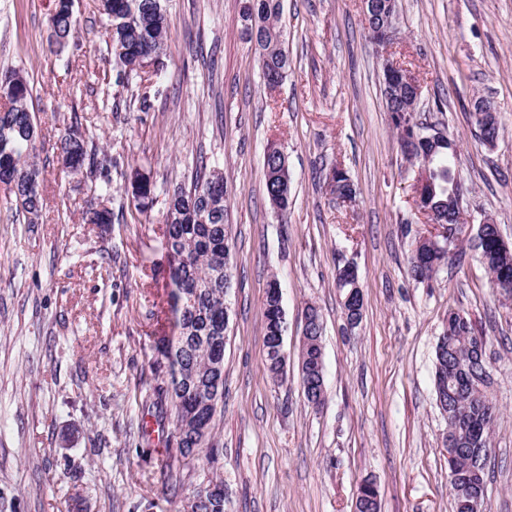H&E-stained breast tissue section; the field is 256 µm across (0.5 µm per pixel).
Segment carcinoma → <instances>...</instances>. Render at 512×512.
Returning <instances> with one entry per match:
<instances>
[{
	"mask_svg": "<svg viewBox=\"0 0 512 512\" xmlns=\"http://www.w3.org/2000/svg\"><path fill=\"white\" fill-rule=\"evenodd\" d=\"M98 12L108 21L112 54L116 63L115 83L123 84L131 77L145 81L147 71L142 63L157 68L167 55V14L164 0H96ZM283 0H245L243 18L246 32L254 41L263 77L277 86L286 76L289 60L279 26ZM76 26L74 10L68 0H56L50 18L55 43L69 44ZM15 88L8 103L0 109V183L10 185L16 210L34 224L41 210L40 182L42 168L36 161L35 143L29 140L33 90L25 75L16 70L0 73V85ZM392 101L387 105L390 121L408 159L425 168L432 186L427 204L439 221H448L450 192L456 176L457 144L446 136L428 139L432 127L417 122L406 111L410 104L405 86H391ZM57 149L64 168L80 172H99L101 182L90 188L98 202L90 203L84 213L87 224L112 223V209L103 199L110 194L111 179L107 174V156H98L78 131L68 128L59 138ZM283 152L275 148L264 158L265 191L270 206L284 218L291 203L289 170L283 168ZM332 190L354 196L356 189L347 173L333 170ZM227 186L223 173L201 166L189 184L167 193L165 248L169 260L171 309L175 333L158 340V355L149 368L154 384L143 401L147 413L158 425L167 419L180 423L186 430L178 436L168 433L165 454L159 473L166 488L178 490L185 484L194 486L192 497L182 501V512H224V476L220 465L223 449L215 434L218 413L224 410V323L230 320L224 309V284H232L230 227L227 224ZM132 197L140 209L153 204L155 186L149 178L138 175L132 182ZM476 258L490 276L492 288L504 301L512 300V258L504 256L498 246L495 225H486L485 236L473 239ZM430 243L410 254L409 270L414 280L428 281L441 268L433 259L451 261L437 254ZM304 313H312L318 324L310 332L314 343L301 353L303 366L313 363L321 353L320 311L309 305ZM264 343L273 349L272 337L284 331L283 314L276 311L275 298L267 295L263 302ZM447 359H436L434 385L441 388V372L447 371L448 433L459 435L464 451L454 464L455 479L451 483L454 512H473L468 506L478 485L486 484V469L480 477L472 476V448H490L492 427L486 425L474 439L465 434L464 425L478 422L481 409L493 405L487 391L465 378L472 347L487 340L476 334L471 321L455 309L448 310ZM308 403L318 406L324 400V379L311 385L300 375ZM359 512H379V491L362 483Z\"/></svg>",
	"mask_w": 512,
	"mask_h": 512,
	"instance_id": "obj_1",
	"label": "carcinoma"
}]
</instances>
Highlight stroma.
Here are the masks:
<instances>
[{
	"mask_svg": "<svg viewBox=\"0 0 512 512\" xmlns=\"http://www.w3.org/2000/svg\"><path fill=\"white\" fill-rule=\"evenodd\" d=\"M242 0H166L167 55L143 89L109 82L107 23L75 0L76 31L50 48L55 0H0V70L33 85L44 170L43 209L26 223L0 184V512H178L161 483L163 443L145 435L141 401L159 337L174 333L163 247L167 188L201 164L228 189L233 288L224 348L225 512H353L373 479L381 512H453L433 386L434 350L449 310L489 342L497 407L487 503L512 512V304L493 294L473 251L428 282L408 256L431 226L414 205V167L381 94L386 59L421 89L417 117L458 146L464 183L460 239L492 216L512 241V0H399L390 45L370 40L362 0H284L290 67L276 93L243 34ZM152 106L139 109L142 92ZM494 102L500 135L480 143L473 112ZM112 161V221L88 224L91 177L71 175L55 144L69 125ZM288 156L292 204L279 221L264 195V156ZM357 187L340 204L326 176ZM158 193L131 196L134 172ZM358 269L363 318L346 331L336 272ZM282 291L288 356L266 366L263 300ZM323 319L325 400L309 405L299 379L303 311Z\"/></svg>",
	"mask_w": 512,
	"mask_h": 512,
	"instance_id": "1",
	"label": "stroma"
}]
</instances>
